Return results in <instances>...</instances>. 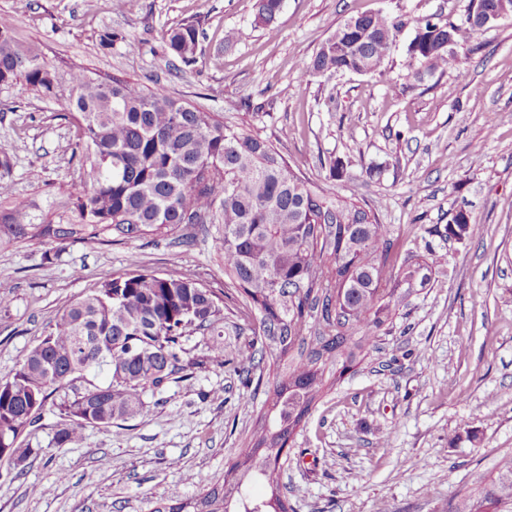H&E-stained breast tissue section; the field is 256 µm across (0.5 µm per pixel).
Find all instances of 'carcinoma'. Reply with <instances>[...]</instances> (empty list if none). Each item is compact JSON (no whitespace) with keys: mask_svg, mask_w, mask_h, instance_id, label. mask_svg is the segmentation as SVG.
Listing matches in <instances>:
<instances>
[{"mask_svg":"<svg viewBox=\"0 0 512 512\" xmlns=\"http://www.w3.org/2000/svg\"><path fill=\"white\" fill-rule=\"evenodd\" d=\"M283 0H256L255 21L274 30ZM512 16V0H471L463 22L426 18L407 45L413 78L456 69L458 48L485 28L490 16ZM407 22L382 12L348 17L297 68L303 85L314 76L382 74ZM170 51L194 59L195 25L165 33ZM43 98L62 101L63 119L77 128L72 156L85 178L53 202L38 224L7 207L12 186L0 181V248L28 238L45 243L105 244L147 236L182 239L207 224L224 268L216 292L188 277L139 269L102 277L92 293L70 305L55 328L0 380V459L19 468L34 449L19 436L48 398L76 379L105 371L109 381L64 395L59 444L81 439L87 426H110L142 416L144 396L191 367L185 342L206 338L209 357L224 363V308L259 315L256 335L286 360L276 374L269 409L224 476V485L199 495L193 512H288L280 482L281 455L325 389V366L354 357L370 343L389 306H403L429 281L434 260L400 268L388 261L389 229L363 207L347 203L290 170L268 141L226 124L157 87L107 79L84 67L61 71L38 47L15 38L13 21L0 20V89L18 81ZM480 229L459 212L448 236L475 237ZM321 307V332L306 354L310 312ZM254 485L269 494L247 497ZM466 512H512V461L498 476L473 474Z\"/></svg>","mask_w":512,"mask_h":512,"instance_id":"obj_1","label":"carcinoma"}]
</instances>
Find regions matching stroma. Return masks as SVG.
<instances>
[{
    "label": "stroma",
    "mask_w": 512,
    "mask_h": 512,
    "mask_svg": "<svg viewBox=\"0 0 512 512\" xmlns=\"http://www.w3.org/2000/svg\"><path fill=\"white\" fill-rule=\"evenodd\" d=\"M16 3L0 0V15L51 64L162 86L219 113L271 142L298 175L371 208L390 229L393 263L439 256L429 285L390 309L374 345L349 367L327 366L334 384L289 441L281 482L290 512H459L472 474L512 457V18L475 35L462 69L416 82L406 46L418 21H463L470 0H284L273 37L255 23V0ZM365 11L407 22L384 75L298 84V61ZM187 21L199 32L191 65L164 40ZM105 30L120 36L107 49ZM63 110L22 82L0 91L12 204L33 218L82 176ZM459 211L481 236L449 237ZM132 253L143 268L224 288L213 237L199 226L179 244L2 248L0 380L101 277L123 276ZM257 324L225 311V364L192 337L193 367L147 395L143 416L85 427L80 442L57 443L59 411L48 401L19 438L34 450L24 471L0 463V512H156L223 485L273 381L275 356L262 352ZM250 354L260 390L234 361Z\"/></svg>",
    "instance_id": "stroma-1"
}]
</instances>
